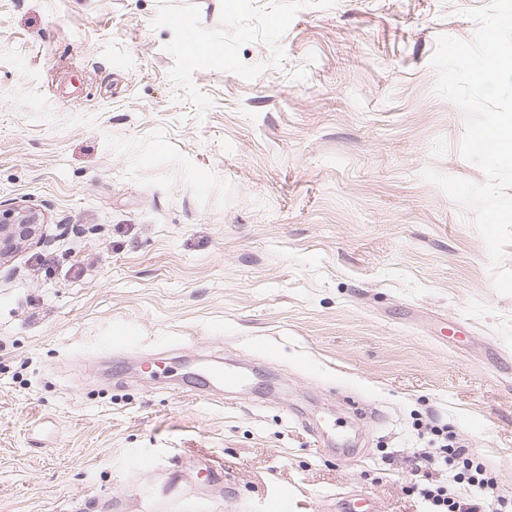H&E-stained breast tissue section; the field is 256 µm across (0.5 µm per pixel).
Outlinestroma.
<instances>
[{
  "mask_svg": "<svg viewBox=\"0 0 512 512\" xmlns=\"http://www.w3.org/2000/svg\"><path fill=\"white\" fill-rule=\"evenodd\" d=\"M489 2L0 0V512H421L419 421L512 500V295L421 177L486 180L431 60ZM44 224L36 210L0 207V261L34 240ZM198 376L205 386L213 385L220 389L224 388L225 391L235 388L243 380L239 374L227 370L222 364L218 363H208Z\"/></svg>",
  "mask_w": 512,
  "mask_h": 512,
  "instance_id": "obj_1",
  "label": "stroma"
}]
</instances>
